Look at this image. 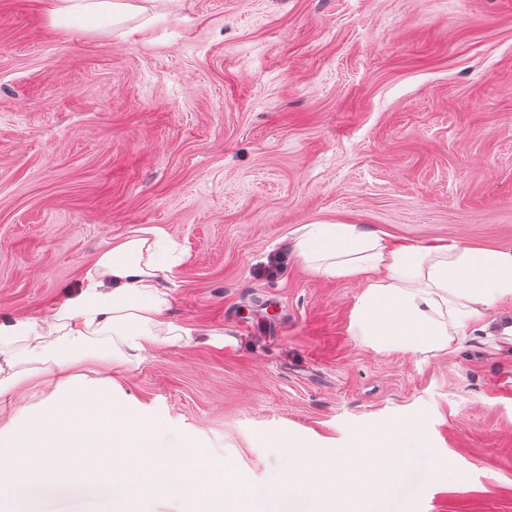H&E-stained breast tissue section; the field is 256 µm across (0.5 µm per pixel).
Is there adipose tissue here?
<instances>
[{
    "label": "adipose tissue",
    "instance_id": "1",
    "mask_svg": "<svg viewBox=\"0 0 512 512\" xmlns=\"http://www.w3.org/2000/svg\"><path fill=\"white\" fill-rule=\"evenodd\" d=\"M153 0H49L57 21L88 26L147 13ZM163 232L143 226L102 251L77 290L47 318L0 323V397L16 391L19 353L30 373L54 368L60 385L72 382L76 362L111 361L114 348L132 363L162 337L191 338L194 329L172 323L163 290L175 260H161ZM302 262L327 279H359L365 288L350 323L373 349L448 348L454 337L493 321L496 302L512 301V250L474 248L455 241L421 246L395 242L355 224L306 225L296 244Z\"/></svg>",
    "mask_w": 512,
    "mask_h": 512
}]
</instances>
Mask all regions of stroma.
<instances>
[{"label": "stroma", "instance_id": "1", "mask_svg": "<svg viewBox=\"0 0 512 512\" xmlns=\"http://www.w3.org/2000/svg\"><path fill=\"white\" fill-rule=\"evenodd\" d=\"M157 20L81 28L0 0V323L50 314L145 225L183 254L168 316L195 327L113 381L121 414L270 484L355 432L423 421L437 470L408 512H512V338L377 352L361 282L312 274L315 221L512 249V0H158ZM279 256L269 278L264 266ZM23 377L0 430L62 396Z\"/></svg>", "mask_w": 512, "mask_h": 512}]
</instances>
